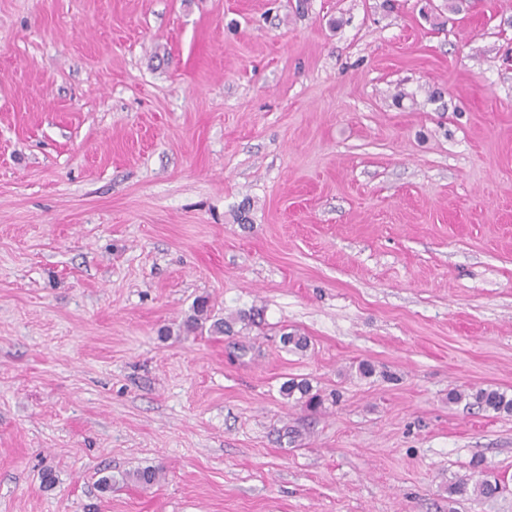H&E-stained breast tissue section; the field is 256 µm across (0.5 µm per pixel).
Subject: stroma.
Returning a JSON list of instances; mask_svg holds the SVG:
<instances>
[{
	"instance_id": "obj_1",
	"label": "stroma",
	"mask_w": 512,
	"mask_h": 512,
	"mask_svg": "<svg viewBox=\"0 0 512 512\" xmlns=\"http://www.w3.org/2000/svg\"><path fill=\"white\" fill-rule=\"evenodd\" d=\"M201 296L265 323L183 335ZM479 387L512 394V0H0V512H512ZM475 458L501 492L451 501ZM313 390V386L307 380L292 379L280 386V393L285 399L289 400L299 394V397L295 398L297 402H302L309 410L317 411L323 407L324 399L317 390Z\"/></svg>"
}]
</instances>
